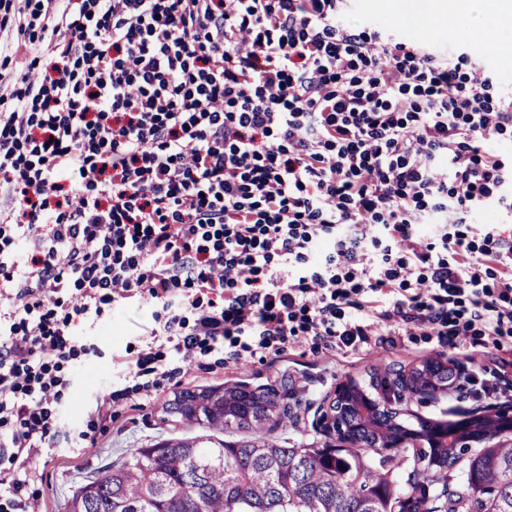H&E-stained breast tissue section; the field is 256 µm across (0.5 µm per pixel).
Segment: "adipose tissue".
<instances>
[{
    "mask_svg": "<svg viewBox=\"0 0 512 512\" xmlns=\"http://www.w3.org/2000/svg\"><path fill=\"white\" fill-rule=\"evenodd\" d=\"M450 11L467 23L469 32L492 31V49L512 44V0H452Z\"/></svg>",
    "mask_w": 512,
    "mask_h": 512,
    "instance_id": "1",
    "label": "adipose tissue"
}]
</instances>
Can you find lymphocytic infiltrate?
I'll list each match as a JSON object with an SVG mask.
<instances>
[{
	"mask_svg": "<svg viewBox=\"0 0 512 512\" xmlns=\"http://www.w3.org/2000/svg\"><path fill=\"white\" fill-rule=\"evenodd\" d=\"M338 0H0V449L54 444L73 317L129 296L196 349L378 329L512 355V210L479 69L368 41ZM431 225L421 234V225ZM193 320H186V313ZM228 336L242 352L225 351ZM470 224H511L510 214H507L504 208L497 204H490L485 207L475 209L471 215Z\"/></svg>",
	"mask_w": 512,
	"mask_h": 512,
	"instance_id": "lymphocytic-infiltrate-1",
	"label": "lymphocytic infiltrate"
}]
</instances>
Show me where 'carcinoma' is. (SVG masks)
I'll list each match as a JSON object with an SVG mask.
<instances>
[{
  "instance_id": "carcinoma-1",
  "label": "carcinoma",
  "mask_w": 512,
  "mask_h": 512,
  "mask_svg": "<svg viewBox=\"0 0 512 512\" xmlns=\"http://www.w3.org/2000/svg\"><path fill=\"white\" fill-rule=\"evenodd\" d=\"M329 404L336 437L285 446L266 429L281 426L290 406L277 393L244 382L183 389L162 406L186 427L221 434L251 433L248 440L209 435L162 440L137 448L132 459L108 464L80 486L69 512H512V446L477 454L457 436V424L419 419L424 445L393 449L374 461L381 437L371 417ZM446 445L431 446L433 428ZM465 460L461 482L448 484V468ZM427 471L399 490L393 471Z\"/></svg>"
}]
</instances>
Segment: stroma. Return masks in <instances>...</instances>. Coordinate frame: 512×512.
Wrapping results in <instances>:
<instances>
[{"mask_svg":"<svg viewBox=\"0 0 512 512\" xmlns=\"http://www.w3.org/2000/svg\"><path fill=\"white\" fill-rule=\"evenodd\" d=\"M337 20L371 41L391 36L411 50H426L440 58L466 57L468 67L491 77L494 96L512 97V59L473 42L462 18H454L455 31L449 38L437 25L414 17L413 0H343ZM165 318L161 305L134 297L106 305L101 316L71 325L78 351L63 368L66 385L53 406L60 431L57 443L40 449L29 471L0 456V472L20 479L22 494L34 499L39 512H68V501L81 483L105 464L130 459L135 449L166 438L196 435V428L163 418L164 401L181 386L240 381L288 393L291 417L274 435L293 444L324 441L321 406L333 399L341 381L351 379L377 393L385 375L428 361L451 366L476 358L489 370L498 368L493 351L478 345L448 349L439 347L433 336H400L392 346L371 342L352 351L314 353L292 346L267 360L248 358L238 364L223 363L214 353L202 354L181 384L163 383L156 396L148 399L135 390L136 380L125 363L149 345L163 364L177 366L176 353L160 334ZM113 394L120 400L111 417H99V399ZM475 407L472 399L445 396L435 401L413 398L404 404L405 419L412 425L422 418L447 421L452 411ZM83 433L92 436L91 447H79Z\"/></svg>","mask_w":512,"mask_h":512,"instance_id":"35a3bbf8","label":"stroma"}]
</instances>
